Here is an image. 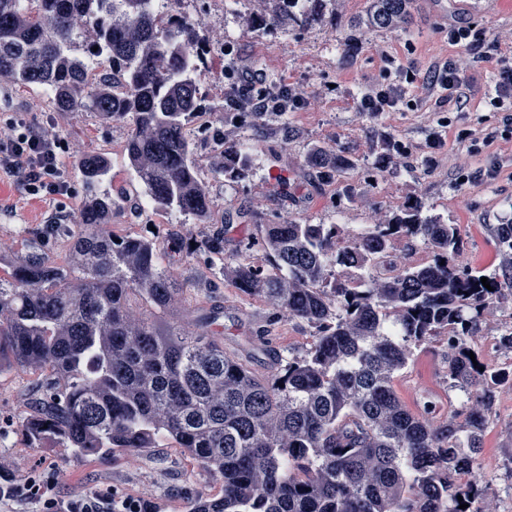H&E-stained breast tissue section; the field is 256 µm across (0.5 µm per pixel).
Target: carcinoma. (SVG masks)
Listing matches in <instances>:
<instances>
[{"mask_svg":"<svg viewBox=\"0 0 512 512\" xmlns=\"http://www.w3.org/2000/svg\"><path fill=\"white\" fill-rule=\"evenodd\" d=\"M296 2L269 0L256 21L299 30L326 21V0H304L300 13ZM412 6L371 0L364 24L402 29ZM200 48L197 21L167 25L151 0H30L27 13L20 0H0V78L47 87L54 112H96L129 127L125 155L152 205L207 224L215 204L196 162L207 114ZM71 52L99 60L102 72L89 74ZM282 116L214 113L212 172L244 180L236 131L274 133L270 122ZM304 162L328 181L346 165L317 148ZM79 168V229L50 224L0 257V375L46 377L19 421L29 447L153 459L170 440L223 479L215 512H482L457 480L478 479L481 433L509 373L470 359L472 327L499 286L485 288L484 274L456 263L457 225L406 204L358 237L277 214L231 255L221 232L184 243L183 256L205 257L225 281L315 329L303 356L260 376L224 351L212 329L224 306L192 303L166 270L171 253L145 235L100 231L114 206L96 191L108 160L90 154ZM406 238L426 241L432 261L373 275ZM49 241L65 249L62 262ZM496 244L512 259V224L497 225ZM440 336L453 351L450 379L476 395L463 424L414 417L392 388L412 347Z\"/></svg>","mask_w":512,"mask_h":512,"instance_id":"obj_1","label":"carcinoma"}]
</instances>
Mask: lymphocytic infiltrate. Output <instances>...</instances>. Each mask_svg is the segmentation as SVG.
Instances as JSON below:
<instances>
[{"label":"lymphocytic infiltrate","instance_id":"1","mask_svg":"<svg viewBox=\"0 0 512 512\" xmlns=\"http://www.w3.org/2000/svg\"><path fill=\"white\" fill-rule=\"evenodd\" d=\"M224 77L237 97L233 107L239 112H295L309 103L308 91L301 85L285 88V98H275L266 88L263 70L230 63ZM466 77L451 58L436 61L427 72L400 71L396 80L382 82L362 92L357 99L358 111L372 115L394 111L407 89H416L419 97L446 91L451 102H460ZM68 146L58 127L35 126L17 118L0 120V171L15 177L25 195L63 197L71 186L66 171ZM58 480L54 469H41L26 478H16L6 462L0 460V512H151L148 502L140 498H115L95 492L75 499L59 498L54 486Z\"/></svg>","mask_w":512,"mask_h":512}]
</instances>
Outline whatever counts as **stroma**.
<instances>
[{
	"instance_id": "1",
	"label": "stroma",
	"mask_w": 512,
	"mask_h": 512,
	"mask_svg": "<svg viewBox=\"0 0 512 512\" xmlns=\"http://www.w3.org/2000/svg\"><path fill=\"white\" fill-rule=\"evenodd\" d=\"M367 0H341V17L300 32L278 29H238L235 17L223 12L218 0H197L195 11L207 29L223 33L225 43L246 58H260L269 80L302 83L315 100L310 108L289 113L291 140L282 135L258 136L244 129L238 136L250 160L249 177L240 183L224 181L202 170L216 203L209 225L193 219L177 224L163 213L142 208L138 180L125 163L128 129L102 120L96 113L71 115L61 134L69 143L67 173L72 197L58 200L25 198L17 182L0 173V250L18 251L31 234L47 223L57 206H65L67 223H77L84 203L79 158L102 152L111 159L110 178L100 189L118 200L112 225L140 233H155L160 246L201 235L205 229L224 233V251L233 253L255 232L260 216L283 213L311 224L343 222L368 226L397 207L415 202L424 214L458 225L464 263L500 284L497 300L485 307L471 339L480 362L512 369V349L500 344L512 329V280L495 242V228L512 222V138L504 136L502 115L484 106L496 67L495 59L474 61L462 46L449 44V25H473L486 42L512 43V0H414L405 30H352L347 21L361 15ZM451 56L466 67L468 104L463 111L447 110L428 98L417 106L375 116L356 109V95L365 85L383 81L387 70L414 66L424 72L439 56ZM21 113L34 125L54 114L37 89L0 85V114ZM469 129L487 143L469 152L458 140ZM390 134L408 150L400 162L387 160L382 136ZM323 145L340 151L350 166L333 182H319L304 164L308 150ZM288 195H280V184ZM175 276L192 283L194 300L217 298L224 316L215 329L224 335V349L259 372L281 360L305 353L313 331L289 320L254 295L214 278L203 258L175 261ZM449 349L433 339L414 347L393 388L402 405L431 424L453 418L463 421L474 397L454 387L448 377ZM33 375L12 372L0 376V456L15 476L52 465L60 474L58 491L71 498L101 488L119 496H143L155 512H189L198 496L221 494L218 474L199 466L176 448H165V465L137 456L115 460L93 454L75 455L61 447L32 448L13 428L27 409ZM481 479L476 495L482 512H512V384L499 386L492 413L482 433Z\"/></svg>"
}]
</instances>
